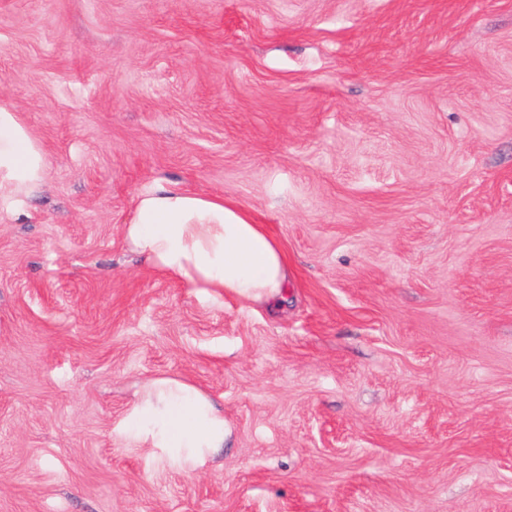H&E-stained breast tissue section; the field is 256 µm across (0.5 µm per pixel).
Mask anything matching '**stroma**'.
<instances>
[{"label": "stroma", "mask_w": 512, "mask_h": 512, "mask_svg": "<svg viewBox=\"0 0 512 512\" xmlns=\"http://www.w3.org/2000/svg\"><path fill=\"white\" fill-rule=\"evenodd\" d=\"M51 164L0 213V512H512V0H0ZM281 243L274 312L132 254L139 193ZM189 380L185 473L119 431ZM131 444L186 473L205 467L224 447V408L188 380L150 378L121 426Z\"/></svg>", "instance_id": "1"}]
</instances>
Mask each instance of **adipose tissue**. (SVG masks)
Wrapping results in <instances>:
<instances>
[{
    "mask_svg": "<svg viewBox=\"0 0 512 512\" xmlns=\"http://www.w3.org/2000/svg\"><path fill=\"white\" fill-rule=\"evenodd\" d=\"M48 166L18 113L0 106V211L18 214ZM123 237L132 252L207 301L229 294L270 310L284 302L290 269L279 240L222 197L156 186L138 195ZM121 429L134 446L191 473L223 448L224 410L188 380L155 377L145 381Z\"/></svg>",
    "mask_w": 512,
    "mask_h": 512,
    "instance_id": "obj_1",
    "label": "adipose tissue"
}]
</instances>
